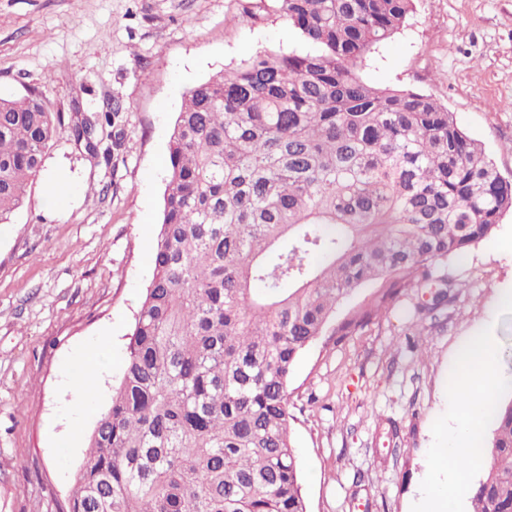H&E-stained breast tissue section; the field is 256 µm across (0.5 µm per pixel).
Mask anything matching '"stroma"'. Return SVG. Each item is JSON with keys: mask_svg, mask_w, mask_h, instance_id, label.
I'll return each mask as SVG.
<instances>
[{"mask_svg": "<svg viewBox=\"0 0 512 512\" xmlns=\"http://www.w3.org/2000/svg\"><path fill=\"white\" fill-rule=\"evenodd\" d=\"M308 46L273 0H0V98L41 92L63 128L21 208L0 223V512H59L86 440L120 377L153 271L169 135L187 91L261 50ZM360 76L431 95L512 178V0H415ZM121 106L119 158L75 140L73 118ZM455 281L438 325L404 292L381 320L318 339L290 383L294 446L308 512H415L448 361L475 330L512 375V212L495 235L448 262ZM425 330L414 350L407 334ZM112 362L79 404L69 375L89 343Z\"/></svg>", "mask_w": 512, "mask_h": 512, "instance_id": "obj_1", "label": "stroma"}]
</instances>
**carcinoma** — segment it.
Segmentation results:
<instances>
[{"label": "carcinoma", "mask_w": 512, "mask_h": 512, "mask_svg": "<svg viewBox=\"0 0 512 512\" xmlns=\"http://www.w3.org/2000/svg\"><path fill=\"white\" fill-rule=\"evenodd\" d=\"M312 46L258 52L195 85L170 135L145 288L108 409L65 512H307L289 384L327 331L345 337L405 288L449 302L450 258L512 212V180L432 96L358 69L414 0H275ZM125 140L122 107L74 125ZM61 117L42 94L0 99V223L21 207ZM384 288L338 323L362 286ZM476 451L471 512H512V396Z\"/></svg>", "instance_id": "obj_1"}]
</instances>
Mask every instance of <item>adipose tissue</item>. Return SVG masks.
<instances>
[{
  "label": "adipose tissue",
  "instance_id": "adipose-tissue-1",
  "mask_svg": "<svg viewBox=\"0 0 512 512\" xmlns=\"http://www.w3.org/2000/svg\"><path fill=\"white\" fill-rule=\"evenodd\" d=\"M495 351L489 338L466 337L448 364V407L456 426L432 448L435 477L430 480L419 512H456V503L470 470L484 466L473 452L476 422L489 416V383Z\"/></svg>",
  "mask_w": 512,
  "mask_h": 512
}]
</instances>
